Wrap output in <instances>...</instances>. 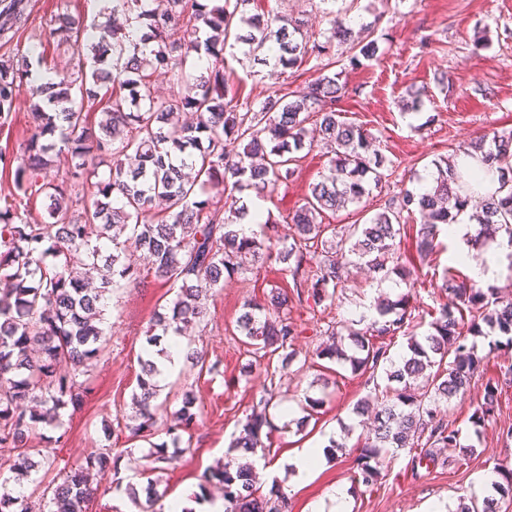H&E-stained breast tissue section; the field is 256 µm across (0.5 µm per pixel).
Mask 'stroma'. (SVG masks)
I'll list each match as a JSON object with an SVG mask.
<instances>
[{"label": "stroma", "mask_w": 512, "mask_h": 512, "mask_svg": "<svg viewBox=\"0 0 512 512\" xmlns=\"http://www.w3.org/2000/svg\"><path fill=\"white\" fill-rule=\"evenodd\" d=\"M29 18L13 40L0 36V55L26 50L31 37L43 33L51 18L64 13L96 15L94 0H26ZM353 29L368 28L379 46L375 60L353 68L348 46H334L336 70L341 71L346 93L336 109L346 121L361 125L374 145L393 166L396 179L417 190L428 177L433 162L466 147L487 130H512V0H340ZM257 11H273L302 18L311 36L330 26V17L308 0H255ZM233 82L241 97L260 104L274 95L275 85L251 77L255 64L244 56L228 59ZM426 87L428 95L420 110L403 113L400 100L410 85ZM31 135L26 95H19L15 111L0 128V151L7 157L22 156ZM322 150L302 158L293 177L259 194L258 199L274 222L273 245L290 242L294 228L288 216L304 202L310 183L326 166ZM416 226H408L401 250L419 272L416 306L436 307L450 301L442 286L441 271L447 266L449 249H440L429 259L416 252ZM291 290L292 277L284 265L272 262L251 273L225 279L224 286L208 302L206 328H189L185 340L203 349L204 366L181 362L170 375V409H178L183 390L196 397L199 417L195 426L179 437L165 430L128 439L124 418L131 411V398L141 373L138 357L146 343V331L167 287L145 279L131 288L116 291L105 313L102 328L106 344L93 368L87 388L76 404L61 412L63 426L54 430L38 426L32 438V457L39 466L21 480L24 499L32 512H41L42 494L58 481L59 469L83 463L105 448L131 449L134 456L165 455L174 463L162 470H136L128 459H119L118 476L123 487H112L111 478L101 481L88 512H139L125 485L144 488L156 480L158 490L172 496L186 491L193 495L221 494L220 485L206 482L204 475L223 462L253 405L269 386L262 369L243 374L246 346L237 329V318L246 300H265L270 289ZM377 282L352 273L346 298L332 312L335 319H355L370 314L380 297ZM290 316L303 329L295 342L298 356L308 367L292 364L283 371L281 386L269 404L274 426L269 436L271 453L285 457L294 449L312 446L327 435L342 442V449L318 468L314 476L297 483L288 466H281L273 484L262 493L279 489L288 496V512H332L336 487H347L348 512H455L460 499L484 497L478 482L495 468L512 469V447L498 438L501 426L512 424V387L499 400L497 420L474 427L470 416L483 398L487 382L500 378L512 366V349H493L487 338L474 337L482 362L464 397L452 400L449 415L461 431V445L442 451L430 466L412 467L408 451H399L376 490L354 481L358 450L366 434L353 412L370 386L363 375L345 364L315 356L322 336L309 305L290 304ZM322 399L318 411L307 401ZM473 449L469 466H461L462 448Z\"/></svg>", "instance_id": "1"}]
</instances>
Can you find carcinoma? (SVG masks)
<instances>
[{"label":"carcinoma","mask_w":512,"mask_h":512,"mask_svg":"<svg viewBox=\"0 0 512 512\" xmlns=\"http://www.w3.org/2000/svg\"><path fill=\"white\" fill-rule=\"evenodd\" d=\"M253 3L112 0V14L97 25L94 39L86 36L81 15L66 14L26 52L0 57V116L15 110L27 86L34 126L14 170L0 154V170L11 172L13 186L0 207V512H26L4 470L30 475L37 425L61 428V410L84 391L83 378L102 352L105 300L148 277L168 285L173 297L147 330L138 391L126 416L130 438L159 424L174 435L197 421L192 392H184L181 407L172 412L167 401H158L157 358L168 356L164 338L205 322L207 300L223 287L224 276L243 275L271 260L285 264L297 300L313 301L322 315L338 305L352 268L366 267L384 279L395 275L408 285L396 300L378 301L379 319L364 328L363 315L328 320L323 335L331 343L316 352L368 375L369 383L381 368L390 382L358 456L354 479L367 488L388 466L390 448L412 453L420 465L425 458L435 461L427 446L457 447L459 429L440 407L464 396L481 364L463 331L481 335L486 327L512 347V301L461 277L455 261L442 270L454 301L434 311L424 335L408 339L409 354L394 360L389 344L376 342L406 332L415 319V279L393 259L406 215L418 213L417 251L423 259L431 256L439 225L452 223L469 206L460 190L462 174L441 158L427 192L386 194L367 224L339 229L323 223V214L361 204L394 175L369 152L367 130L340 119V73L323 74L299 95L269 96L256 107L229 83L225 53L247 46L244 54L267 67L262 78L285 86L288 70L305 58L326 56L336 41H351L352 31L334 10L324 40H313L303 20L253 14ZM26 21L24 0H10L0 10V33ZM190 30L204 31L205 39H187ZM48 42L75 61L71 71L47 70ZM377 52L370 40L349 57V65L358 67ZM194 53L205 54L207 64L191 76L185 65ZM159 68L177 87L167 97L156 95L150 81V71ZM75 86L88 100L105 102L96 121L72 106ZM409 92L402 110L413 112L427 91L412 86ZM58 145L70 154L63 172L54 160ZM319 145L330 153L328 166L290 217L293 241L274 250L255 235H239L233 229L235 201L216 199L210 191L222 185L261 193L293 176L299 153ZM465 152H480L494 163L512 153V130L486 134ZM174 155L180 156L177 165ZM501 182L505 194L483 200L473 214L475 245L484 247L501 232L512 244V177L503 171ZM35 195L43 198L44 216L32 224L21 206ZM130 241L142 254L139 267L125 263ZM238 328L246 338V368L275 358L283 369L294 361L293 344L302 331L288 318V293L273 288L264 305L244 304ZM499 395V384L487 382L471 415L474 425L495 418ZM270 401L259 399L231 444L240 456L210 474L224 485V512H288L285 493L267 498L253 479L250 457L270 454L262 441L264 429H272ZM115 463L106 448L70 468L52 488L47 512H87L95 477L107 475ZM497 506L493 496L474 497L460 512H497Z\"/></svg>","instance_id":"obj_1"}]
</instances>
